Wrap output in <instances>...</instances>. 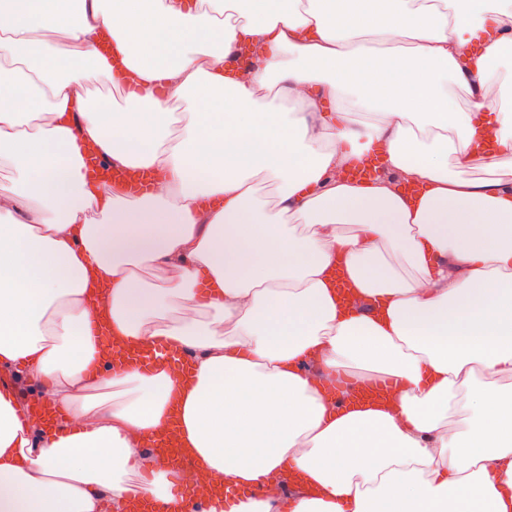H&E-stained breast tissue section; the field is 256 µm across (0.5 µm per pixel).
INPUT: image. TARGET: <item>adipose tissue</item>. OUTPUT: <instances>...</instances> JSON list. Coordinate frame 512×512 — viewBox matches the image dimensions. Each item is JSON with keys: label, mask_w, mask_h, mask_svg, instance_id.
Listing matches in <instances>:
<instances>
[{"label": "adipose tissue", "mask_w": 512, "mask_h": 512, "mask_svg": "<svg viewBox=\"0 0 512 512\" xmlns=\"http://www.w3.org/2000/svg\"><path fill=\"white\" fill-rule=\"evenodd\" d=\"M0 51V512H133L139 473L185 512L146 446L172 428L225 483L201 512H512V0H31ZM87 145L153 193L91 180ZM342 366L394 402L331 412ZM396 383L393 379H376L371 383H366L364 387V400L369 402H389L395 399Z\"/></svg>", "instance_id": "obj_1"}]
</instances>
